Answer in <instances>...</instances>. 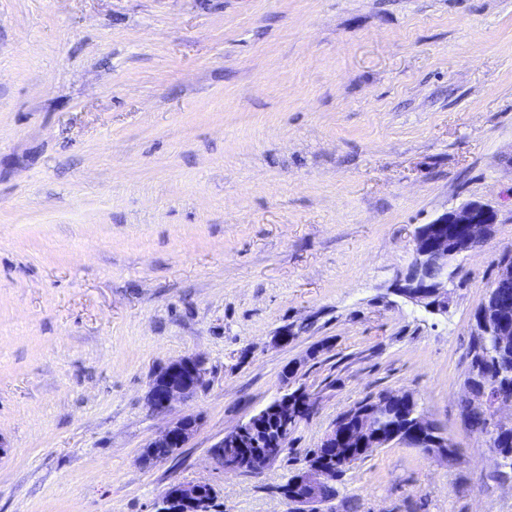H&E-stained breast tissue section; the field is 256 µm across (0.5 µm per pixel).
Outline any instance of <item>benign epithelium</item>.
<instances>
[{
	"instance_id": "benign-epithelium-1",
	"label": "benign epithelium",
	"mask_w": 512,
	"mask_h": 512,
	"mask_svg": "<svg viewBox=\"0 0 512 512\" xmlns=\"http://www.w3.org/2000/svg\"><path fill=\"white\" fill-rule=\"evenodd\" d=\"M498 224V214L490 205L470 201L451 208L429 224L420 226L414 239V256L406 273L398 276L393 292L407 301L433 312H448V267L460 255L473 250L481 242L491 238ZM499 272L494 288H512V261L498 263ZM499 308L492 293L485 295L474 328L482 336L489 337L491 356L499 377L512 376V363L501 360L499 352L512 341V325L498 323ZM206 371L201 359L188 355L169 363L151 381L147 392V404L157 414L170 411L176 404L192 399L203 386ZM481 374L471 372L465 387L470 408L494 414L492 424L485 434L490 446L497 453V466L512 467V425L495 418L504 408L512 407V396L495 394L480 384ZM396 402L395 397L370 400L351 408L347 415L336 421L322 441L325 447L351 445L368 451L383 448L397 440L375 431L376 422ZM317 399L305 387L284 390L274 400L224 433L208 449V457L217 469L226 472H257L273 462L284 448L295 428L294 419L299 411L316 409ZM399 406L406 411L412 424V435L424 441L429 448L428 456L434 460H448L450 442L438 436L434 423L427 418L413 397H403ZM198 428L197 419L184 415L172 420L148 447L176 450L193 438ZM334 481V473L320 465L305 463L291 475L289 490L292 499L312 506L328 500L326 487ZM214 491L207 483H174L170 492L154 505L153 512H213Z\"/></svg>"
}]
</instances>
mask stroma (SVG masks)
Returning <instances> with one entry per match:
<instances>
[{
	"label": "stroma",
	"instance_id": "1",
	"mask_svg": "<svg viewBox=\"0 0 512 512\" xmlns=\"http://www.w3.org/2000/svg\"><path fill=\"white\" fill-rule=\"evenodd\" d=\"M469 201L499 222L447 314L396 295L417 228ZM507 252L512 0H0V512H153L175 482L306 512L278 486L401 389L458 456L376 449L320 512H512L460 407ZM190 354L203 387L152 414ZM295 362L316 412L261 471L215 469ZM187 414L189 444L143 464ZM205 376L203 362L195 355L169 363L149 384L147 404L150 410L167 413L177 403L192 399L203 386Z\"/></svg>",
	"mask_w": 512,
	"mask_h": 512
}]
</instances>
